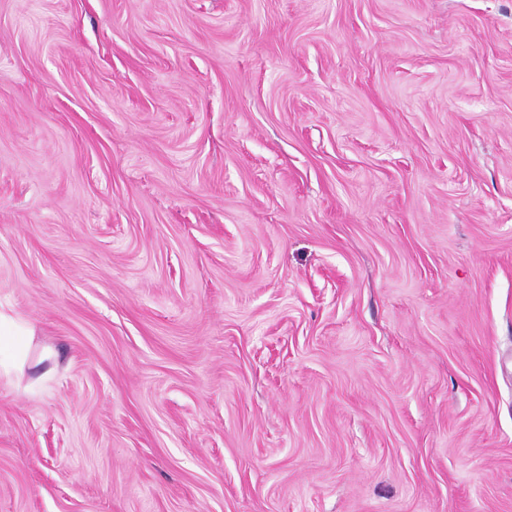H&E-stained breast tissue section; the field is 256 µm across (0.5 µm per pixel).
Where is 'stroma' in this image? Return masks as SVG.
Wrapping results in <instances>:
<instances>
[{
  "instance_id": "obj_1",
  "label": "stroma",
  "mask_w": 512,
  "mask_h": 512,
  "mask_svg": "<svg viewBox=\"0 0 512 512\" xmlns=\"http://www.w3.org/2000/svg\"><path fill=\"white\" fill-rule=\"evenodd\" d=\"M0 512H512V0H0Z\"/></svg>"
}]
</instances>
